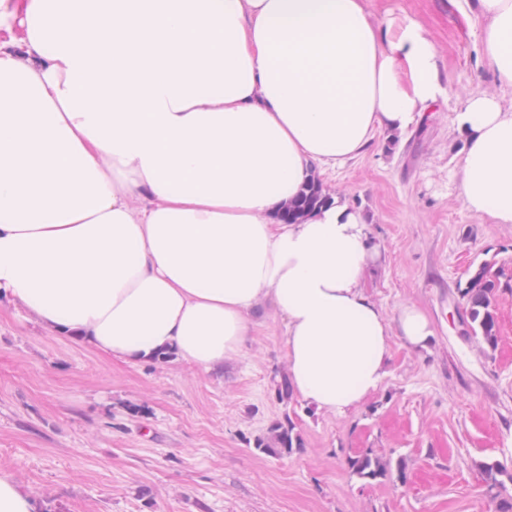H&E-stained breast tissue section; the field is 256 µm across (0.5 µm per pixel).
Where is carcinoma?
Instances as JSON below:
<instances>
[{
    "instance_id": "cac0c4a2",
    "label": "carcinoma",
    "mask_w": 512,
    "mask_h": 512,
    "mask_svg": "<svg viewBox=\"0 0 512 512\" xmlns=\"http://www.w3.org/2000/svg\"><path fill=\"white\" fill-rule=\"evenodd\" d=\"M328 201L330 196L324 192L323 185L314 180L288 204L283 219L289 223L297 222ZM496 288V275L491 264L485 263L477 268L466 287L460 290L474 337L492 348L498 341L497 321L492 308ZM254 449L260 454L278 458L303 451L301 439L288 413H283L281 418L269 424L266 432L255 439ZM476 466L488 487L495 491V512H512V494L506 487V483H512V472L497 462L481 461ZM350 470L357 478L371 482L392 477L402 480L406 478L407 467L401 458L392 461L366 451L351 458Z\"/></svg>"
}]
</instances>
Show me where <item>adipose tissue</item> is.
I'll list each match as a JSON object with an SVG mask.
<instances>
[{"instance_id":"1","label":"adipose tissue","mask_w":512,"mask_h":512,"mask_svg":"<svg viewBox=\"0 0 512 512\" xmlns=\"http://www.w3.org/2000/svg\"><path fill=\"white\" fill-rule=\"evenodd\" d=\"M479 4L512 89V0ZM442 94L422 25L368 0H0V298L112 359L204 374L272 310L293 392L346 415L386 380L390 337L424 350L432 325L369 297L359 210L282 213ZM452 126L463 205L512 224V106L475 94Z\"/></svg>"}]
</instances>
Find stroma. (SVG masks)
I'll use <instances>...</instances> for the list:
<instances>
[{"mask_svg": "<svg viewBox=\"0 0 512 512\" xmlns=\"http://www.w3.org/2000/svg\"><path fill=\"white\" fill-rule=\"evenodd\" d=\"M376 18L409 16L434 43L443 95L404 133L378 135L324 186L366 218L380 253L367 293L389 317L416 305L435 336L414 351L390 339V373L368 402L327 416L277 400L287 369L283 322L265 314L231 367L128 364L42 331L0 300V472L36 512H494L477 461L512 469V225L468 211L450 184L465 138V99L512 104L484 59L476 0H369ZM491 263L498 343L468 335L460 283ZM145 405L133 417L128 403ZM289 414L303 450L257 453L255 438ZM405 459V480L366 482L364 451Z\"/></svg>", "mask_w": 512, "mask_h": 512, "instance_id": "obj_1", "label": "stroma"}]
</instances>
